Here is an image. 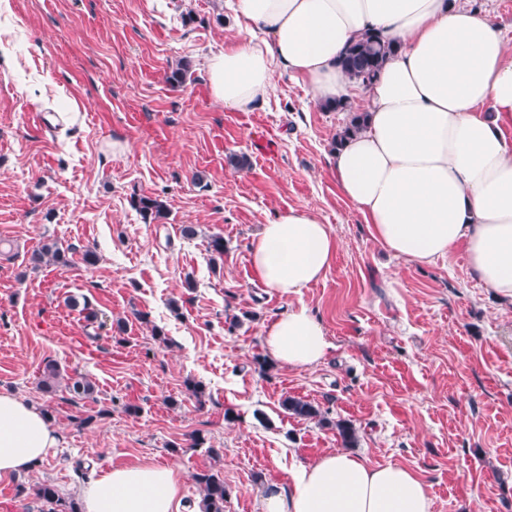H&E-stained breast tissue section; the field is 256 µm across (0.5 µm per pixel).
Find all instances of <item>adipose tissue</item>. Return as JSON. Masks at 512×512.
Instances as JSON below:
<instances>
[{"instance_id": "adipose-tissue-1", "label": "adipose tissue", "mask_w": 512, "mask_h": 512, "mask_svg": "<svg viewBox=\"0 0 512 512\" xmlns=\"http://www.w3.org/2000/svg\"><path fill=\"white\" fill-rule=\"evenodd\" d=\"M238 36L211 53L214 99L245 111L288 71L315 103L359 98L366 127L332 152L342 194L394 256L431 263L466 254L472 276L512 299V40L488 9L467 0H231ZM396 48L371 84L339 65L364 34ZM329 225L309 207L263 224L250 258L263 285L301 295L336 257ZM278 364L321 362L332 344L308 306L266 325ZM59 443L48 417L0 393V478L29 469ZM181 480L170 466L113 467L80 492L84 512H177ZM428 485L413 470L373 465L345 451L299 467L289 486H268L260 512H430Z\"/></svg>"}]
</instances>
